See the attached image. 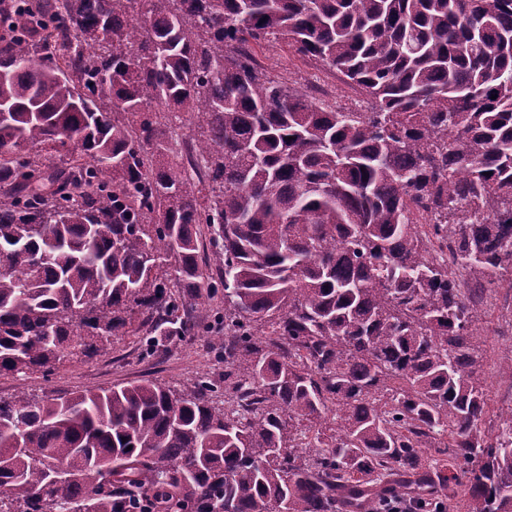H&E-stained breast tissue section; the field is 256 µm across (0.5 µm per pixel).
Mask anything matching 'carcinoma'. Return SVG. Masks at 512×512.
<instances>
[{"instance_id": "cac0c4a2", "label": "carcinoma", "mask_w": 512, "mask_h": 512, "mask_svg": "<svg viewBox=\"0 0 512 512\" xmlns=\"http://www.w3.org/2000/svg\"><path fill=\"white\" fill-rule=\"evenodd\" d=\"M0 28V376L154 353L220 291L243 409L208 378L0 400V512H433L451 484L512 512L475 346L512 289V0H0ZM262 41L370 109L275 78Z\"/></svg>"}]
</instances>
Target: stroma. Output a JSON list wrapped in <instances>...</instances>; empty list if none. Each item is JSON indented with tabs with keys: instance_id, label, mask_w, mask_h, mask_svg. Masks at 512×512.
<instances>
[{
	"instance_id": "1",
	"label": "stroma",
	"mask_w": 512,
	"mask_h": 512,
	"mask_svg": "<svg viewBox=\"0 0 512 512\" xmlns=\"http://www.w3.org/2000/svg\"><path fill=\"white\" fill-rule=\"evenodd\" d=\"M254 55L271 74L295 82L318 98L349 107L359 97L337 71L300 57L286 46L263 42L255 45ZM483 309L479 325L489 333L480 338L478 351L485 388L492 407L505 408L512 405V294L500 288L485 291ZM201 377L224 379V351L208 337L174 336L149 355L139 337L116 336L88 362L67 364L49 375L0 376V398L8 400L20 393L41 398L147 380L183 389Z\"/></svg>"
}]
</instances>
